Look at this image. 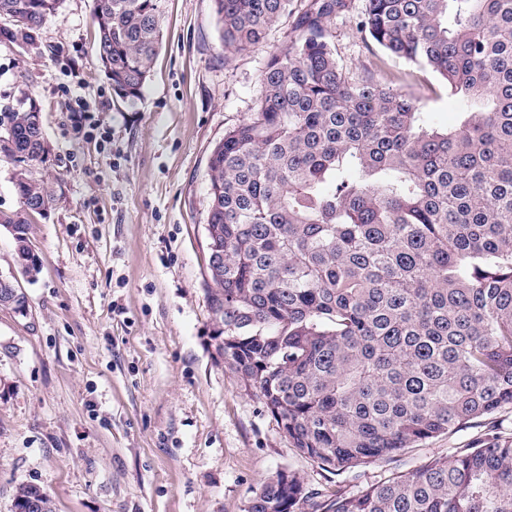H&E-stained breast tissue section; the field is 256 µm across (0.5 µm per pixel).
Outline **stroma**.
<instances>
[{
  "instance_id": "1",
  "label": "stroma",
  "mask_w": 512,
  "mask_h": 512,
  "mask_svg": "<svg viewBox=\"0 0 512 512\" xmlns=\"http://www.w3.org/2000/svg\"><path fill=\"white\" fill-rule=\"evenodd\" d=\"M291 13L257 47L225 56L212 0H166L163 40L140 101L116 99L95 63V0H63L39 52L0 42V110L20 92L42 108L53 201L29 227L41 272L22 287L27 316L0 310V512L35 484L55 512H245L276 471L315 491L356 493L394 473L512 434V409L424 442L360 474L301 457L216 351L205 229L207 166L252 110ZM364 0L331 24L340 65L383 70L434 123L459 104L431 72L376 54L356 32Z\"/></svg>"
}]
</instances>
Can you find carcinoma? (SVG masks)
<instances>
[{
    "label": "carcinoma",
    "instance_id": "carcinoma-1",
    "mask_svg": "<svg viewBox=\"0 0 512 512\" xmlns=\"http://www.w3.org/2000/svg\"><path fill=\"white\" fill-rule=\"evenodd\" d=\"M225 52L261 44L290 0H213ZM165 0H96L95 58L135 104L162 45ZM62 0H0V38L38 49ZM348 0H311L270 54L252 112L208 161L207 224L224 247L209 305L224 365L250 381L299 454L339 475L512 407V0H364L356 31L441 77L448 130L395 88L358 81L330 30ZM21 92L0 113L18 163L14 266L31 275L25 208L50 205L30 163L50 152ZM19 512H54L39 486ZM245 512H512V436L486 433L353 494L326 499L291 470Z\"/></svg>",
    "mask_w": 512,
    "mask_h": 512
}]
</instances>
